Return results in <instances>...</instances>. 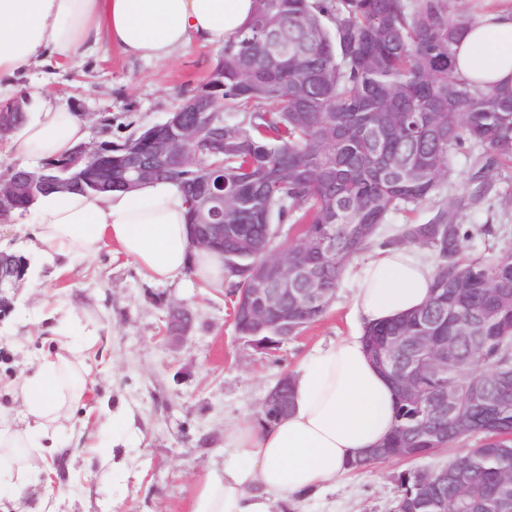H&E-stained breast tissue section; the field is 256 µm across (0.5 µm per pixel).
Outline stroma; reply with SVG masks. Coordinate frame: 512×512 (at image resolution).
<instances>
[{
  "label": "stroma",
  "mask_w": 512,
  "mask_h": 512,
  "mask_svg": "<svg viewBox=\"0 0 512 512\" xmlns=\"http://www.w3.org/2000/svg\"><path fill=\"white\" fill-rule=\"evenodd\" d=\"M221 50L192 42L168 62L132 59L103 49L79 64L49 62L29 80L47 96L62 95L68 108L90 123V141L119 142L163 122L187 95L204 84ZM476 150L451 160L431 199L407 213L390 215L382 236L404 224H424L434 211L459 197L474 172ZM492 189L465 211L464 223L494 225L496 237H479L475 250L490 257L512 248V168L487 173ZM33 215L0 222V248L28 257L35 285L5 290L0 309V415L19 403L12 391L21 374L55 348L47 314L57 305L80 321H92L87 345V392L48 449L44 470L16 498H1L0 512H187L196 485L224 465V429L259 409L279 376L314 348L351 332L354 290L344 273L326 314L273 355L240 339L231 320L232 300L194 277L173 283L151 280L130 259L103 247L68 262L46 259L32 237ZM195 316L187 337L171 344L162 328L171 304ZM474 439L405 462L395 460L350 473L336 485L302 496L294 512H392L395 477L408 467L436 469L474 446Z\"/></svg>",
  "instance_id": "obj_1"
}]
</instances>
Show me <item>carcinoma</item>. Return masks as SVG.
Returning <instances> with one entry per match:
<instances>
[{
	"mask_svg": "<svg viewBox=\"0 0 512 512\" xmlns=\"http://www.w3.org/2000/svg\"><path fill=\"white\" fill-rule=\"evenodd\" d=\"M252 19L224 44L210 80L177 108L193 126L178 143L176 158L158 179L178 184L194 220L195 196L214 174L224 172V242L211 250L224 256L229 293L241 296L249 271L272 240L289 263L314 269L325 298L301 308L288 325L297 336L327 312L344 271L378 239L392 213L425 203L450 161L465 144L482 147L464 192L438 209L426 224H405L387 247L415 244L432 251L437 264L433 295L406 317L366 330L375 362L387 337L401 329L413 336L432 330L448 343V372L419 379L418 395L397 391L396 425L386 448L435 452L470 437L479 443L448 462V481L421 482L416 469L396 476L394 507L408 501L413 512H512V385L498 373L512 368V250L488 258L467 251L472 230L462 212L490 190L486 173L512 164V85L479 86L455 72L453 49L472 18L457 0H254ZM278 32L283 44L267 47ZM13 130L28 116V103L8 99ZM245 114L248 128L227 113ZM154 127L113 144L92 164L71 157L44 160L48 176L68 180V190L97 192L83 175L112 158V189L123 188V156L150 147ZM16 212H27L51 192L15 170ZM469 283L452 287L448 271ZM485 397L473 399L474 388ZM446 388L456 412L432 414L431 396Z\"/></svg>",
	"mask_w": 512,
	"mask_h": 512,
	"instance_id": "cac0c4a2",
	"label": "carcinoma"
}]
</instances>
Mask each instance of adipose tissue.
Masks as SVG:
<instances>
[{
  "mask_svg": "<svg viewBox=\"0 0 512 512\" xmlns=\"http://www.w3.org/2000/svg\"><path fill=\"white\" fill-rule=\"evenodd\" d=\"M479 17L454 48L457 71L479 84L512 85V0H477ZM254 0H0V97H24L38 110L20 130L26 158L67 156L89 137L84 116L22 83L33 65L72 63L105 47L169 61L191 38L221 46L254 11ZM35 239L52 255L82 258L103 246L133 260L152 280L194 276L223 288L224 260L194 247L187 204L172 182L97 195L50 193L35 205ZM435 267L416 247L381 248L360 269L351 316L356 332L314 350L294 371L288 415L267 424L247 417L224 432L228 456L199 481L188 512H277L347 475L395 425L396 390L368 357L361 330L424 306ZM79 348L61 344L17 382L20 409L0 426V453L22 449L17 467L0 468V495H20L36 474L58 424L86 392Z\"/></svg>",
  "mask_w": 512,
  "mask_h": 512,
  "instance_id": "1",
  "label": "adipose tissue"
}]
</instances>
